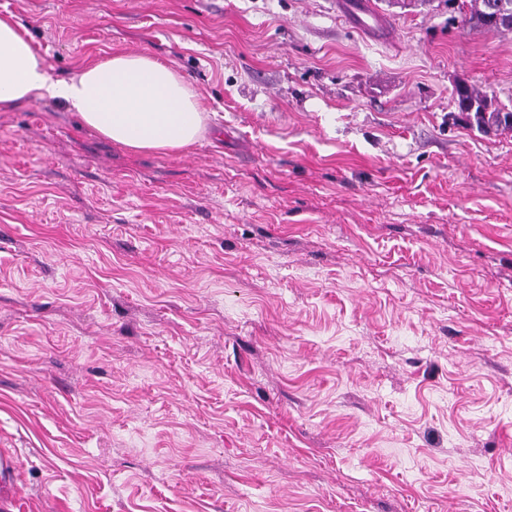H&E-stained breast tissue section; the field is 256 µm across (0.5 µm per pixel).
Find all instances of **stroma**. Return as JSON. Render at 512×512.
Here are the masks:
<instances>
[{"label": "stroma", "instance_id": "35a3bbf8", "mask_svg": "<svg viewBox=\"0 0 512 512\" xmlns=\"http://www.w3.org/2000/svg\"><path fill=\"white\" fill-rule=\"evenodd\" d=\"M0 0L53 80L202 96L132 153L0 111V512H512V32L453 0ZM454 96L459 112H467L472 116L480 129H512V111L492 109L491 101L478 89L460 83L455 86Z\"/></svg>", "mask_w": 512, "mask_h": 512}]
</instances>
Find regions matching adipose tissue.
I'll return each instance as SVG.
<instances>
[{
    "label": "adipose tissue",
    "instance_id": "obj_1",
    "mask_svg": "<svg viewBox=\"0 0 512 512\" xmlns=\"http://www.w3.org/2000/svg\"><path fill=\"white\" fill-rule=\"evenodd\" d=\"M44 96L62 101L85 126L133 153L185 150L206 130L199 93L169 65L117 51L53 82L17 23L1 16L0 109Z\"/></svg>",
    "mask_w": 512,
    "mask_h": 512
}]
</instances>
